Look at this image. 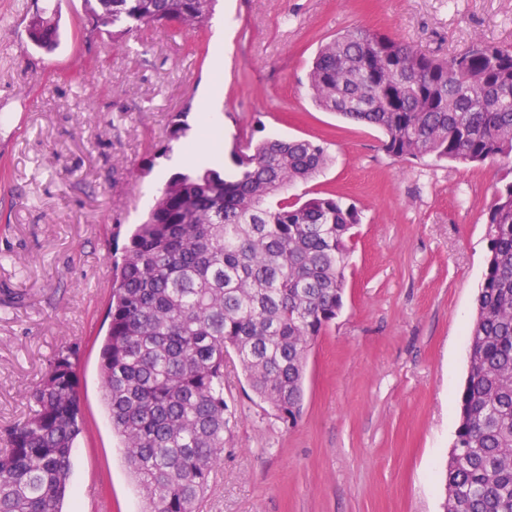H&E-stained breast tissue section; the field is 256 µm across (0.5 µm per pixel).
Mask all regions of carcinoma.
Listing matches in <instances>:
<instances>
[{
  "mask_svg": "<svg viewBox=\"0 0 512 512\" xmlns=\"http://www.w3.org/2000/svg\"><path fill=\"white\" fill-rule=\"evenodd\" d=\"M84 2L97 25L120 27L119 39L148 23L196 31L215 0ZM27 34L51 49L58 20L43 10ZM308 84L322 110L382 131L394 157H512V46L477 41L443 59L354 27L319 47ZM231 159L232 176L211 167L171 176L114 263L99 371L143 512H193L224 461L228 357L251 400L297 420L311 345L343 305L358 209L335 194L288 196L326 167V148L250 134ZM485 224L444 512H512V180ZM29 403L0 436V512H62L83 430L75 351L54 356Z\"/></svg>",
  "mask_w": 512,
  "mask_h": 512,
  "instance_id": "carcinoma-1",
  "label": "carcinoma"
}]
</instances>
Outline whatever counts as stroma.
Segmentation results:
<instances>
[{
    "mask_svg": "<svg viewBox=\"0 0 512 512\" xmlns=\"http://www.w3.org/2000/svg\"><path fill=\"white\" fill-rule=\"evenodd\" d=\"M46 0H0V430L26 416L53 355L72 347L84 428L63 512H142L99 377L112 253L148 212L213 81L215 20L232 16L224 149L246 132L323 145L329 166L296 195L334 193L361 216L343 306L309 353L300 418L268 415L224 367V462L197 512H443L467 334L488 255L484 213L503 163L404 160L382 133L319 109L307 73L352 27L452 56L512 45V0H216L212 22L141 29L114 47L84 0H59L61 43L27 24Z\"/></svg>",
    "mask_w": 512,
    "mask_h": 512,
    "instance_id": "35a3bbf8",
    "label": "stroma"
}]
</instances>
